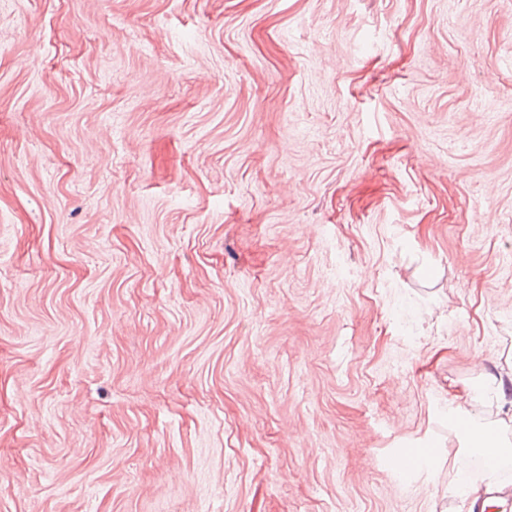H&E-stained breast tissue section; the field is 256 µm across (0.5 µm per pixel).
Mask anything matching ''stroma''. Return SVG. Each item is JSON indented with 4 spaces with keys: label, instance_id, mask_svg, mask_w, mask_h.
I'll return each mask as SVG.
<instances>
[{
    "label": "stroma",
    "instance_id": "obj_1",
    "mask_svg": "<svg viewBox=\"0 0 512 512\" xmlns=\"http://www.w3.org/2000/svg\"><path fill=\"white\" fill-rule=\"evenodd\" d=\"M510 255L512 0H0V512H469ZM503 377L492 376L486 378L477 394L472 391H467L462 398L463 403L469 405V409L463 406V403L452 401L448 404V418H466L468 424L471 426L470 436L472 437L471 448H480V454L483 461L487 465L492 464V457L496 456L500 448L502 458L506 455L511 456V442L509 443L500 436L497 429L490 426H482L478 424L477 414L475 413V406L482 398H498L504 399L503 395ZM487 444H494L497 448H481Z\"/></svg>",
    "mask_w": 512,
    "mask_h": 512
}]
</instances>
